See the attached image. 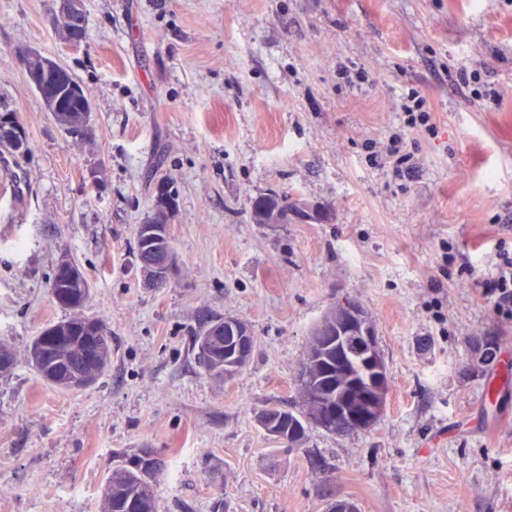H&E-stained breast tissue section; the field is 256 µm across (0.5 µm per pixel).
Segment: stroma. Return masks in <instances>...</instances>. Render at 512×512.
Instances as JSON below:
<instances>
[{"label":"stroma","instance_id":"1","mask_svg":"<svg viewBox=\"0 0 512 512\" xmlns=\"http://www.w3.org/2000/svg\"><path fill=\"white\" fill-rule=\"evenodd\" d=\"M56 10L0 0V104L31 146L0 156V340L19 357L0 377V512H100L122 453L144 447L166 464L160 512H323L330 495L360 512H512V317L484 293L512 253V0H86L77 47ZM27 50L77 77L92 136L44 111ZM458 59L477 76L463 94L445 76ZM412 89L430 122L410 128ZM395 133L415 162L403 176ZM162 180L176 265L150 288L135 232ZM273 195L306 216L255 223ZM64 257L112 346L78 390L24 359L69 315L50 293ZM344 298L374 321L385 414L281 447L256 414L297 410L307 340ZM212 313L256 340L227 381L193 345Z\"/></svg>","mask_w":512,"mask_h":512}]
</instances>
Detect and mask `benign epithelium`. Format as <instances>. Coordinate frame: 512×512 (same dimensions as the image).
I'll return each mask as SVG.
<instances>
[{"mask_svg": "<svg viewBox=\"0 0 512 512\" xmlns=\"http://www.w3.org/2000/svg\"><path fill=\"white\" fill-rule=\"evenodd\" d=\"M85 0H61V9L55 20L58 33L70 44L77 46L83 41L82 21L85 18ZM42 69L27 71L28 80L40 98L45 110L60 125L65 126L66 112L70 111L67 100L75 99L84 112L83 130L89 134L93 106L83 87L61 63L43 56ZM6 135L23 136L16 115L0 113V132ZM156 198L161 201L158 212L171 214L174 195L170 185L160 182L156 186ZM174 258L169 248H164L161 260L151 263L153 280L165 284L170 278ZM343 311L338 320L330 322L320 319L319 332L324 342L319 346L318 358L335 354L336 375L349 380L346 389L336 394L334 403L321 418L319 427L334 430L338 435L371 431L380 421L387 405V365L379 346L376 329L367 316L365 308L355 301L342 302ZM203 335L209 343L228 342V368L241 370L247 365L255 347V338L243 322L227 317L215 316ZM273 407L262 409L257 416L258 425L267 436L292 448L299 447L298 427H285L276 418Z\"/></svg>", "mask_w": 512, "mask_h": 512, "instance_id": "1", "label": "benign epithelium"}]
</instances>
